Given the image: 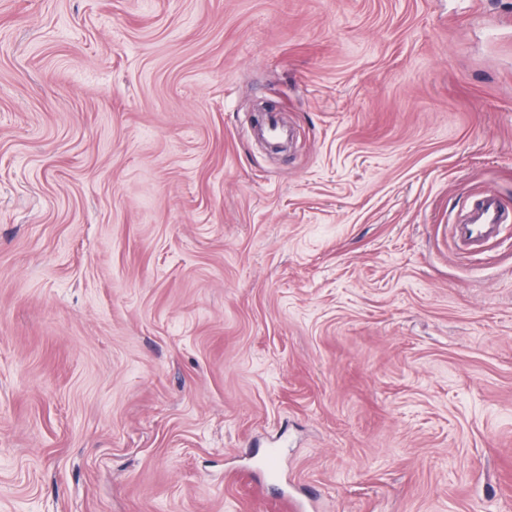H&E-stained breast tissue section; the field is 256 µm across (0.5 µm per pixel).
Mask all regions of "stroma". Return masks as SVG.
Masks as SVG:
<instances>
[{"label": "stroma", "instance_id": "stroma-1", "mask_svg": "<svg viewBox=\"0 0 512 512\" xmlns=\"http://www.w3.org/2000/svg\"><path fill=\"white\" fill-rule=\"evenodd\" d=\"M489 191L512 0H0V512H512ZM512 222V211L500 198L492 193L483 195L468 209L464 220L454 224L452 234L455 242L467 249L485 246L496 238L503 224Z\"/></svg>", "mask_w": 512, "mask_h": 512}]
</instances>
